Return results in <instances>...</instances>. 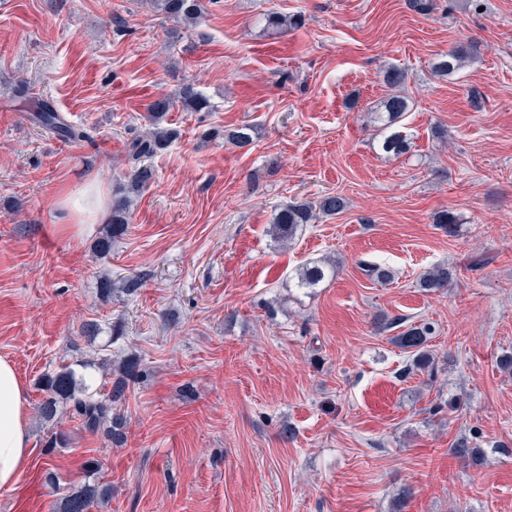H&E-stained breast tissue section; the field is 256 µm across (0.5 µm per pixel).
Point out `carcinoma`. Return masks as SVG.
Masks as SVG:
<instances>
[{"mask_svg": "<svg viewBox=\"0 0 512 512\" xmlns=\"http://www.w3.org/2000/svg\"><path fill=\"white\" fill-rule=\"evenodd\" d=\"M156 9L168 17L186 25L198 23L201 13L200 0H151ZM266 29L280 32L299 25L297 15L282 16L271 13L266 16ZM477 45H460L450 50L434 64L435 73L442 77L451 76L464 66L476 61ZM391 93L380 102L375 110L376 130L379 132L381 149L384 153L400 157L411 149V136L400 129L402 117L410 110L408 98L402 94L406 82L405 71L389 68L384 75ZM181 103L182 109L188 112H201L209 108L208 99L198 92L195 87H182L175 98H159L149 105L145 120L149 123L147 135L134 138L128 147V156L139 162L134 167L130 180L123 191L112 198V222L108 224L109 235L100 242L103 250L112 247V241L125 234L129 224V204L133 194H140L154 178V169L141 162V159L167 149L177 137V132L163 125L166 113L175 103ZM36 119L40 125L63 140L77 139L81 136L73 126L69 125L60 114L50 105L36 107ZM224 138L239 148L249 147L254 142V128L250 125L225 131ZM348 202L341 195L326 193L316 202L300 201L286 204L278 209L271 223V234L277 241L293 239L298 229L305 224H313L323 217L336 216L347 208ZM366 275L377 281L392 279L390 269L367 261L359 262ZM336 276V265L315 262L303 266L298 273V287L315 288L325 279ZM454 278V271L446 266H436L420 278L419 285L426 291L437 292L448 287ZM142 277L137 274L124 276L118 281L105 277L100 281L99 288L106 296L121 292L131 296L141 287ZM432 324L410 325L394 336L395 344L412 354V361L407 366V372H426L432 376L437 371L435 359L425 344L434 335ZM141 374L139 358L129 355L121 359L117 375L112 382L109 397L97 399L88 393L89 386L84 377L77 376L71 366H64L55 373L42 378L45 397L37 406L38 414L44 419H52L58 411V404L66 401L72 404V412L81 421L83 428L91 434H96L102 428H107V436L115 445L124 439L126 420L114 412L112 404L119 401L129 385L138 380ZM452 453L460 458L474 459L478 448L472 442L461 437L453 443ZM112 496V487L107 483L86 482L68 495L60 499L56 512H90V508Z\"/></svg>", "mask_w": 512, "mask_h": 512, "instance_id": "obj_1", "label": "carcinoma"}]
</instances>
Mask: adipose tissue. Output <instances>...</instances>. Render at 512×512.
<instances>
[{
	"mask_svg": "<svg viewBox=\"0 0 512 512\" xmlns=\"http://www.w3.org/2000/svg\"><path fill=\"white\" fill-rule=\"evenodd\" d=\"M27 397L13 364L0 357V488H8L31 455Z\"/></svg>",
	"mask_w": 512,
	"mask_h": 512,
	"instance_id": "adipose-tissue-1",
	"label": "adipose tissue"
}]
</instances>
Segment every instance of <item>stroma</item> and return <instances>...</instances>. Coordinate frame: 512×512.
<instances>
[{
  "mask_svg": "<svg viewBox=\"0 0 512 512\" xmlns=\"http://www.w3.org/2000/svg\"><path fill=\"white\" fill-rule=\"evenodd\" d=\"M437 3L201 0L192 27L150 0H0V357L25 386L32 448L0 512H54L89 460L112 486L96 512H392L404 488L403 512H512V372L499 365L512 354V0ZM270 12L303 23L270 34ZM468 42L480 61L435 76L434 59ZM392 66L407 72L414 139L398 158L371 118ZM187 84L209 110L168 112L179 136L149 158L127 233L99 254L106 224L77 236L60 197L93 179L115 194L148 105ZM35 102L82 138L41 128ZM245 124L251 146L225 142ZM327 192L344 212L274 240L275 209ZM445 210L455 232L434 222ZM323 259L335 278L298 288ZM436 265L455 280L421 291ZM136 272V295L101 297L100 276ZM381 316L433 324L435 377L405 375ZM88 321L97 336L81 335ZM131 354L143 375L119 402L123 446L69 405L39 417L43 375L73 364L97 391ZM58 431L67 447L50 446ZM463 435L476 460L452 455Z\"/></svg>",
  "mask_w": 512,
  "mask_h": 512,
  "instance_id": "obj_1",
  "label": "stroma"
}]
</instances>
